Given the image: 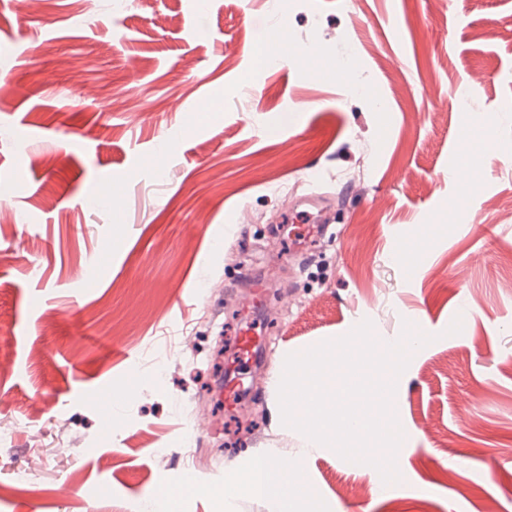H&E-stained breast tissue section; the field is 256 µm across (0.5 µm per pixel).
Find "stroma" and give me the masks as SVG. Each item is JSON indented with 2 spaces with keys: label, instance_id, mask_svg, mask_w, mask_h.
I'll use <instances>...</instances> for the list:
<instances>
[{
  "label": "stroma",
  "instance_id": "stroma-1",
  "mask_svg": "<svg viewBox=\"0 0 512 512\" xmlns=\"http://www.w3.org/2000/svg\"><path fill=\"white\" fill-rule=\"evenodd\" d=\"M275 37L292 53L264 64ZM474 116L512 142V0L0 4V512H143L164 491L180 512H273L221 498L226 463L267 454L302 460L304 512H512V153ZM471 147L464 187L448 171ZM318 195L314 279L291 217ZM418 310L434 340L398 380L400 482L278 424L284 352L365 319L398 336ZM247 322L262 358L229 406Z\"/></svg>",
  "mask_w": 512,
  "mask_h": 512
}]
</instances>
